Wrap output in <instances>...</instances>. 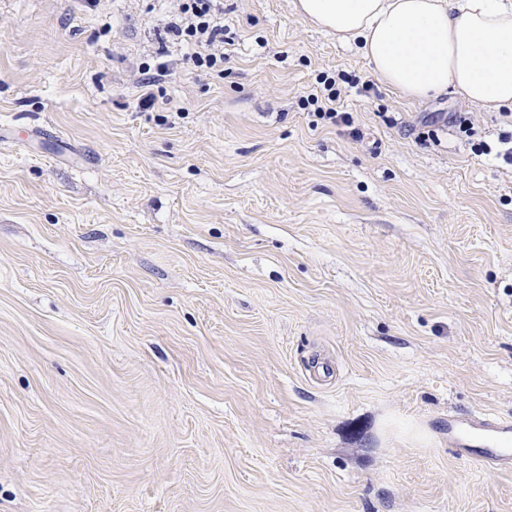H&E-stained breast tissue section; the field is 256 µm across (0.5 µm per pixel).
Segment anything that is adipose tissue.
I'll use <instances>...</instances> for the list:
<instances>
[{
    "mask_svg": "<svg viewBox=\"0 0 512 512\" xmlns=\"http://www.w3.org/2000/svg\"><path fill=\"white\" fill-rule=\"evenodd\" d=\"M296 13L357 45L387 87L415 99L452 90L512 108V0H294Z\"/></svg>",
    "mask_w": 512,
    "mask_h": 512,
    "instance_id": "adipose-tissue-1",
    "label": "adipose tissue"
}]
</instances>
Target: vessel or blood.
I'll list each match as a JSON object with an SVG mask.
<instances>
[{
    "mask_svg": "<svg viewBox=\"0 0 512 512\" xmlns=\"http://www.w3.org/2000/svg\"><path fill=\"white\" fill-rule=\"evenodd\" d=\"M448 445L458 457L500 472L512 470V418L473 413L448 417Z\"/></svg>",
    "mask_w": 512,
    "mask_h": 512,
    "instance_id": "1",
    "label": "vessel or blood"
}]
</instances>
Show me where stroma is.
<instances>
[{"instance_id":"1","label":"stroma","mask_w":512,"mask_h":512,"mask_svg":"<svg viewBox=\"0 0 512 512\" xmlns=\"http://www.w3.org/2000/svg\"><path fill=\"white\" fill-rule=\"evenodd\" d=\"M171 9L0 0V512H512L445 434L512 417V119L293 0H224L203 72ZM323 73L360 140L304 108Z\"/></svg>"}]
</instances>
